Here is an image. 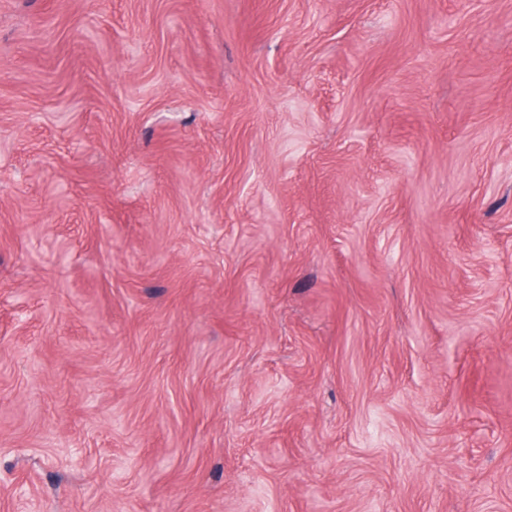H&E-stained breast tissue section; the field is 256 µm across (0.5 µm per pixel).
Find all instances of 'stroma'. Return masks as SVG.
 I'll list each match as a JSON object with an SVG mask.
<instances>
[{
	"label": "stroma",
	"instance_id": "obj_1",
	"mask_svg": "<svg viewBox=\"0 0 512 512\" xmlns=\"http://www.w3.org/2000/svg\"><path fill=\"white\" fill-rule=\"evenodd\" d=\"M0 512H512V0H0Z\"/></svg>",
	"mask_w": 512,
	"mask_h": 512
}]
</instances>
